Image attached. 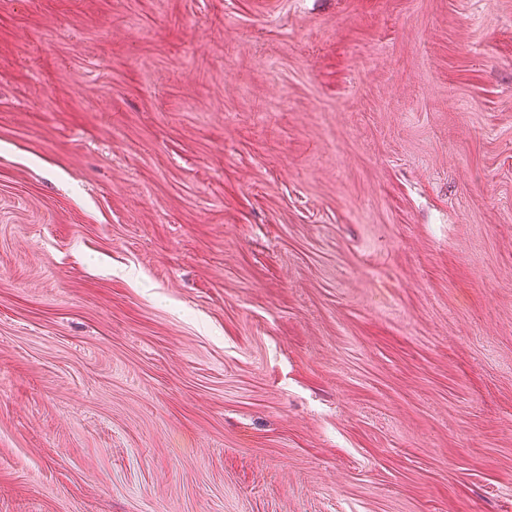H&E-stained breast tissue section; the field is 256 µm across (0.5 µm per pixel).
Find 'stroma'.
Wrapping results in <instances>:
<instances>
[{
	"label": "stroma",
	"mask_w": 512,
	"mask_h": 512,
	"mask_svg": "<svg viewBox=\"0 0 512 512\" xmlns=\"http://www.w3.org/2000/svg\"><path fill=\"white\" fill-rule=\"evenodd\" d=\"M0 512H512V0H0Z\"/></svg>",
	"instance_id": "obj_1"
}]
</instances>
